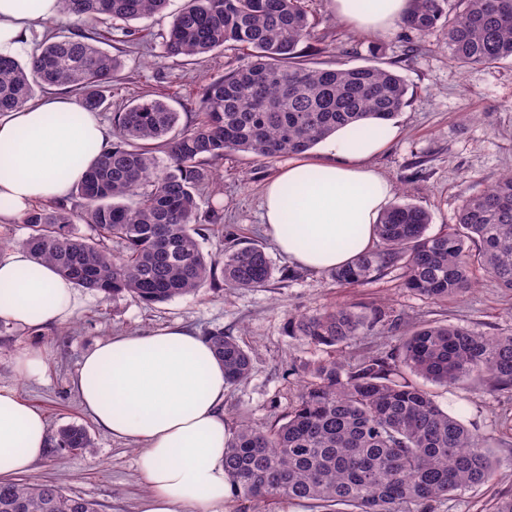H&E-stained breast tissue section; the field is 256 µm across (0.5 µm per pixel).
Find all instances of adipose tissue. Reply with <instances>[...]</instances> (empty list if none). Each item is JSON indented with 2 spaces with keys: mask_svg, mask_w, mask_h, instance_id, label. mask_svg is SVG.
Returning a JSON list of instances; mask_svg holds the SVG:
<instances>
[{
  "mask_svg": "<svg viewBox=\"0 0 512 512\" xmlns=\"http://www.w3.org/2000/svg\"><path fill=\"white\" fill-rule=\"evenodd\" d=\"M332 7L358 31L383 35L409 0H332ZM62 15L61 0H0V53L21 49ZM397 134L373 118L338 128L323 156L298 157L266 185L264 224L295 264L330 269L372 247L393 186L370 161ZM109 141L97 113L57 95L0 114V224L17 222L35 202L69 197ZM78 301L75 283L52 263L22 247L0 254L1 321L39 330L65 322ZM73 384L101 429L137 444L148 488L141 512H227V384L206 338L179 324L108 336L84 357ZM50 446L43 413L0 386V483L30 473Z\"/></svg>",
  "mask_w": 512,
  "mask_h": 512,
  "instance_id": "ef3b65f1",
  "label": "adipose tissue"
}]
</instances>
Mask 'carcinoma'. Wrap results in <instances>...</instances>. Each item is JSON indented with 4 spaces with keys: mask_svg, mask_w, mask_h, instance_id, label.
I'll use <instances>...</instances> for the list:
<instances>
[{
    "mask_svg": "<svg viewBox=\"0 0 512 512\" xmlns=\"http://www.w3.org/2000/svg\"><path fill=\"white\" fill-rule=\"evenodd\" d=\"M168 0H62L70 35L50 34L25 62L0 56V112L30 102L36 90L74 92L98 112L122 63L103 50L90 22L105 16L123 41L142 38L133 21L162 12ZM410 0L402 29L441 28L456 67L512 58V0ZM318 40L305 0H186L163 42L169 57L199 60L226 44L250 61L202 88L196 122L179 126L165 101L143 96L114 113L112 144L72 192L78 207L50 201L21 223L22 245L53 263L77 286L147 305L194 293L206 284L261 288L273 277L264 248L230 246L224 257L203 253L200 240L224 224V208L200 201L230 153L265 159L308 152L337 128L364 118L390 121L407 103L408 86L376 64L318 67L303 48ZM163 157H158V154ZM83 215L95 237L73 231ZM429 211L410 202L390 206L376 224L379 249L329 270L340 286L361 284L385 269L402 270L403 285L431 300L467 293L481 272L512 293V171L464 198L456 223L428 233ZM295 336L327 348L349 346L375 329L400 328L391 313L350 307L296 315ZM402 329V328H400ZM387 351L352 362L331 356L304 370L298 401L285 421L241 424L224 448L234 499L255 509L282 499L315 502L321 512H434L469 488L495 479L491 438L450 414L417 379L450 389L512 388V331L412 323ZM230 385L251 371L247 351L231 335H207ZM89 431H57L52 452L91 447ZM0 512H98L80 494L47 483L0 484Z\"/></svg>",
    "mask_w": 512,
    "mask_h": 512,
    "instance_id": "obj_1",
    "label": "carcinoma"
}]
</instances>
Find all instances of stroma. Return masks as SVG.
Masks as SVG:
<instances>
[{
    "instance_id": "obj_1",
    "label": "stroma",
    "mask_w": 512,
    "mask_h": 512,
    "mask_svg": "<svg viewBox=\"0 0 512 512\" xmlns=\"http://www.w3.org/2000/svg\"><path fill=\"white\" fill-rule=\"evenodd\" d=\"M183 4L169 0L163 13L140 20L139 44L106 42V50L121 58L123 70L112 86L108 109L100 114L104 123L144 94L162 98L179 112L180 123H189L196 118L203 85L247 63L246 52L230 45L197 62L166 57L162 37ZM330 5L331 0H308L316 30L328 46L316 60L323 66L339 61L365 65L375 60L369 47L376 41L384 54L375 61L384 67L397 63L408 85V102L394 120L397 138L372 166L393 183L395 195L427 209L430 230L438 232L455 222L463 198L483 189L493 176L512 171V59L461 70L441 47L442 30L409 39L398 28L376 37L337 21ZM285 164L282 158L249 154L227 157L217 184L201 200L205 206H223L224 221L234 225L239 243L257 244L268 253L274 275L266 287L218 290L207 285L152 305L131 298L106 301L83 288L81 306L64 323L38 331L0 326V385L14 386L40 409L50 431L77 424L92 438L91 448L83 453L46 454L30 480L80 493L98 502L100 512H140L147 490L136 466V444L100 429L72 386L84 354L113 333L146 334L179 322L203 335L221 329L236 336L249 353L251 373L224 395V420L233 431L245 419L260 423L285 416L297 401L298 378L306 364L331 354L349 362L391 342L390 337L371 334L331 351L291 335L289 316L349 304L359 310L388 309L405 323L448 322L489 333L512 330V293L486 279L462 297L434 301L405 288L397 269L360 285L339 287L328 271L292 266L265 234L261 217L263 188ZM27 349L45 357L43 382L25 380L16 372L14 357ZM429 390L443 409L459 414L478 433L501 436L503 420L512 418L510 392L476 390L463 396L434 384ZM506 438V445L497 449L500 466L494 481L465 491L438 512H488L495 497L512 495V434Z\"/></svg>"
}]
</instances>
